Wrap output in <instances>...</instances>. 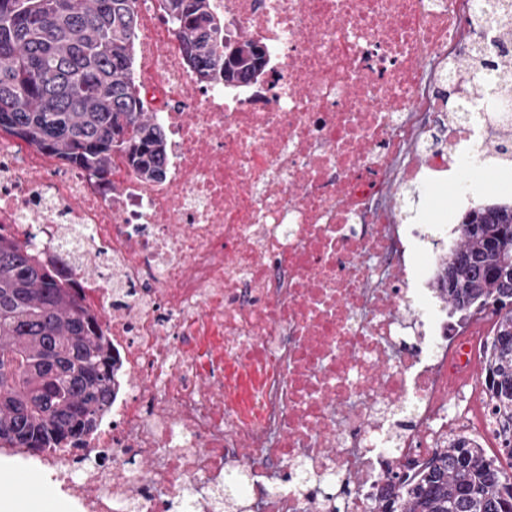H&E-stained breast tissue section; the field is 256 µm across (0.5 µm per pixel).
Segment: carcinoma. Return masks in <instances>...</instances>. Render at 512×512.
<instances>
[{
    "mask_svg": "<svg viewBox=\"0 0 512 512\" xmlns=\"http://www.w3.org/2000/svg\"><path fill=\"white\" fill-rule=\"evenodd\" d=\"M135 0H0V135L107 180L115 156L147 180L164 177L166 136L143 112L133 79ZM188 66L205 82L254 77L250 40L230 53L209 0H165ZM436 288L449 315L495 304L481 361L499 452L512 461V206L463 217ZM78 279L29 240L0 233V448L33 455L75 448L94 433L116 390L119 361ZM370 512H512V474L464 435L392 473Z\"/></svg>",
    "mask_w": 512,
    "mask_h": 512,
    "instance_id": "carcinoma-1",
    "label": "carcinoma"
}]
</instances>
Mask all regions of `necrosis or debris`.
I'll return each mask as SVG.
<instances>
[{
	"mask_svg": "<svg viewBox=\"0 0 512 512\" xmlns=\"http://www.w3.org/2000/svg\"><path fill=\"white\" fill-rule=\"evenodd\" d=\"M505 0H210L264 52L252 80L200 83L162 0H136L141 105L164 177L104 185L0 137V228L74 268L120 361L80 448L34 467L70 512H368L397 458L466 433L496 445L469 373L489 313L449 325L432 282L447 227L399 222L392 187L512 162ZM259 373L248 405L224 380Z\"/></svg>",
	"mask_w": 512,
	"mask_h": 512,
	"instance_id": "1",
	"label": "necrosis or debris"
}]
</instances>
